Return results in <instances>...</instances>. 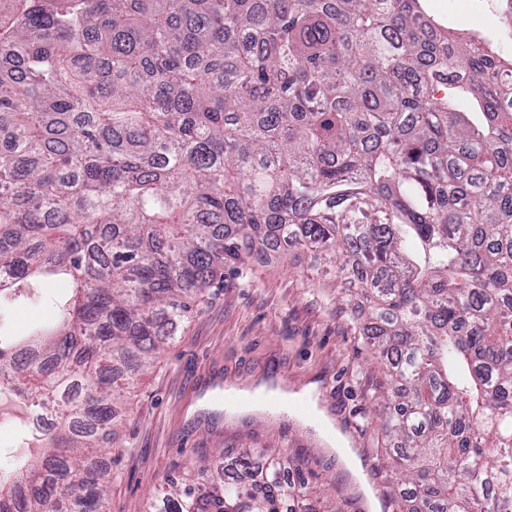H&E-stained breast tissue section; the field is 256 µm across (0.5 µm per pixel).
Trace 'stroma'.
<instances>
[{
  "mask_svg": "<svg viewBox=\"0 0 512 512\" xmlns=\"http://www.w3.org/2000/svg\"><path fill=\"white\" fill-rule=\"evenodd\" d=\"M500 0H420L436 24L506 48L492 28ZM356 278L336 277L313 253L270 250L241 275L226 273L138 378L104 466L112 477V512H143L162 475L197 483L189 459H234L243 448H274L301 459L320 499L342 512H383L395 480L387 464L392 442L375 410L386 377L362 336L364 309ZM276 381L301 393L317 383L318 406L333 421L320 429L313 416L264 410L202 409L215 385L246 389ZM344 439L360 459L352 474L333 442Z\"/></svg>",
  "mask_w": 512,
  "mask_h": 512,
  "instance_id": "stroma-1",
  "label": "stroma"
}]
</instances>
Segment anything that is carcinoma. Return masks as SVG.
I'll list each match as a JSON object with an SVG mask.
<instances>
[{
    "mask_svg": "<svg viewBox=\"0 0 512 512\" xmlns=\"http://www.w3.org/2000/svg\"><path fill=\"white\" fill-rule=\"evenodd\" d=\"M37 2L0 14V310L63 292L0 351L44 423L0 512H110L130 379L271 248L355 268L398 400L388 502L512 512V61L417 0ZM300 466L244 448L145 512H314Z\"/></svg>",
    "mask_w": 512,
    "mask_h": 512,
    "instance_id": "1",
    "label": "carcinoma"
}]
</instances>
